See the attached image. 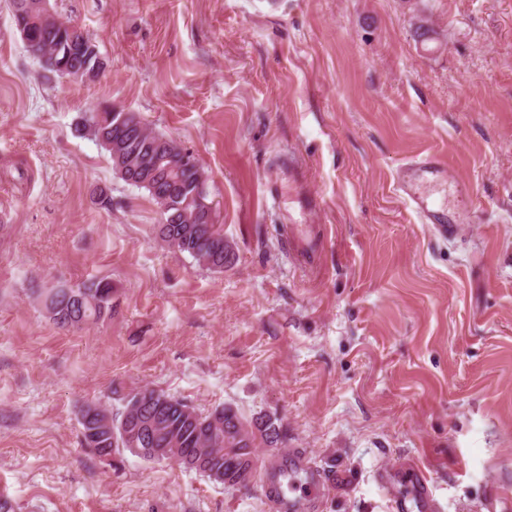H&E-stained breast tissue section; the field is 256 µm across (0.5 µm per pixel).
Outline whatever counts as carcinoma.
Listing matches in <instances>:
<instances>
[{
  "label": "carcinoma",
  "mask_w": 512,
  "mask_h": 512,
  "mask_svg": "<svg viewBox=\"0 0 512 512\" xmlns=\"http://www.w3.org/2000/svg\"><path fill=\"white\" fill-rule=\"evenodd\" d=\"M28 51L48 71L69 77L74 69L93 66L99 53H86L81 44L91 42L80 28L56 15L28 27ZM87 133L109 154L113 170L127 184L146 190L161 207L162 223L157 234L170 249L186 253L209 270L222 272L232 264L234 251L224 239L220 224L203 221V209L193 197L197 186H204L203 199H208V176L196 161L183 160L179 145L149 129L134 112L108 110L91 115ZM58 324L68 321L86 323L99 321L112 313V282L92 281L81 288H56L48 306ZM156 400L149 406H133L136 395L125 401L123 410L108 409L101 417L81 415L82 432H91L89 446L101 459L118 457L125 450L145 460L152 459L151 448H170L172 458L198 471L209 479L234 487L249 482L253 470L256 440L269 447L281 443L283 435L276 420L270 416L248 423L230 407L215 410L221 415L218 423H209L210 416H199L190 422L183 418V401L163 392L151 390ZM150 421L145 443L136 448L120 444L122 418Z\"/></svg>",
  "instance_id": "cac0c4a2"
}]
</instances>
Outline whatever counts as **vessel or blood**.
<instances>
[{
  "mask_svg": "<svg viewBox=\"0 0 512 512\" xmlns=\"http://www.w3.org/2000/svg\"><path fill=\"white\" fill-rule=\"evenodd\" d=\"M456 176L446 161L432 153L416 155L403 164L398 189L416 217L442 238L456 235L459 217L446 205L434 203L428 195L414 192L420 180L454 181ZM378 480L389 497L391 512H439L440 503L426 473L417 466L406 471L382 470ZM327 483L316 475L305 455L291 453L270 476V494L277 512H311L324 495Z\"/></svg>",
  "mask_w": 512,
  "mask_h": 512,
  "instance_id": "obj_1",
  "label": "vessel or blood"
}]
</instances>
